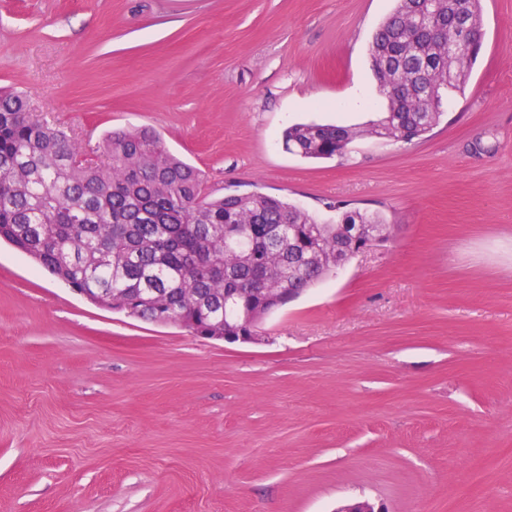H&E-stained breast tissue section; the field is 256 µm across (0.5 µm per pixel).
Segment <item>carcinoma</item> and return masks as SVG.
<instances>
[{
    "label": "carcinoma",
    "mask_w": 512,
    "mask_h": 512,
    "mask_svg": "<svg viewBox=\"0 0 512 512\" xmlns=\"http://www.w3.org/2000/svg\"><path fill=\"white\" fill-rule=\"evenodd\" d=\"M461 15L482 31L481 0H396L373 36L370 65L387 112L366 127L296 125L283 146L306 159L344 158L358 138L409 144L464 90L481 47H459ZM334 222L261 194L211 197L199 170L150 129L113 131L95 145L58 127L30 96L0 88V240L87 296L115 295L131 315L168 311L188 330L259 327L266 288L303 293L336 273L361 240L383 237L379 213L341 210Z\"/></svg>",
    "instance_id": "obj_1"
}]
</instances>
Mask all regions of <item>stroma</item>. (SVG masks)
<instances>
[{
	"instance_id": "obj_1",
	"label": "stroma",
	"mask_w": 512,
	"mask_h": 512,
	"mask_svg": "<svg viewBox=\"0 0 512 512\" xmlns=\"http://www.w3.org/2000/svg\"><path fill=\"white\" fill-rule=\"evenodd\" d=\"M462 93L411 144L286 152L387 102L393 0H0V87L81 136L136 127L214 196L383 213L390 239L255 344L97 307L0 244V512H512V0H482Z\"/></svg>"
}]
</instances>
